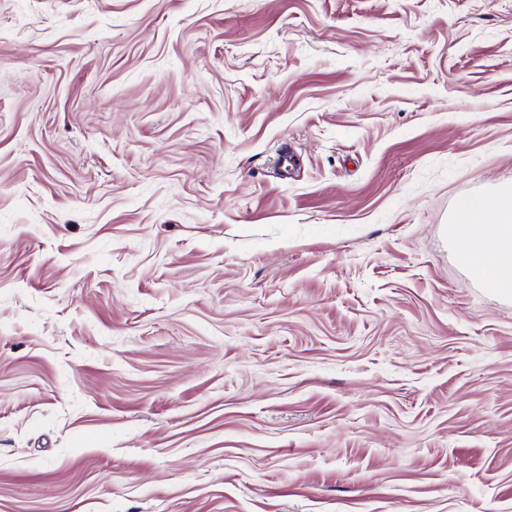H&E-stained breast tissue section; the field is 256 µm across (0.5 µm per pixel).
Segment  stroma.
Instances as JSON below:
<instances>
[{"label":"stroma","instance_id":"obj_1","mask_svg":"<svg viewBox=\"0 0 512 512\" xmlns=\"http://www.w3.org/2000/svg\"><path fill=\"white\" fill-rule=\"evenodd\" d=\"M508 187L512 0H0V512H512ZM448 233L474 276L512 296V188L461 199Z\"/></svg>","mask_w":512,"mask_h":512}]
</instances>
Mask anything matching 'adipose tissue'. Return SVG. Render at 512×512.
<instances>
[{
    "label": "adipose tissue",
    "instance_id": "adipose-tissue-1",
    "mask_svg": "<svg viewBox=\"0 0 512 512\" xmlns=\"http://www.w3.org/2000/svg\"><path fill=\"white\" fill-rule=\"evenodd\" d=\"M448 233L474 276L512 296V188L461 199Z\"/></svg>",
    "mask_w": 512,
    "mask_h": 512
}]
</instances>
